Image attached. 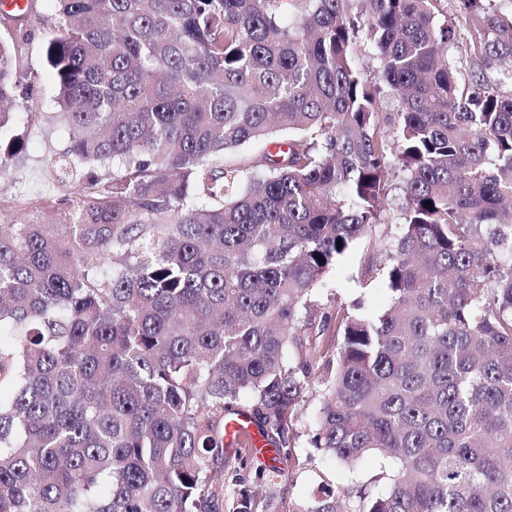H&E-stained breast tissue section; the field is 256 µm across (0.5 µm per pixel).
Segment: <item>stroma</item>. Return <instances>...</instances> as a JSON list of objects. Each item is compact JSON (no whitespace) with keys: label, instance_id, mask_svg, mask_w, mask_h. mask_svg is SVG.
<instances>
[{"label":"stroma","instance_id":"35a3bbf8","mask_svg":"<svg viewBox=\"0 0 512 512\" xmlns=\"http://www.w3.org/2000/svg\"><path fill=\"white\" fill-rule=\"evenodd\" d=\"M32 7L22 19L0 14V36L23 44V86L13 102V110L21 118L25 146L9 165L0 170V224L23 220L30 224L50 223L52 209L68 210L75 206L76 195L59 191L46 169L49 156L62 154L68 134L62 124L47 120L53 112L56 88L46 63V46L52 34L56 6L54 0H31ZM364 263L362 247H355L337 264L330 277L335 300L344 302L362 298L365 312L378 314L385 310L389 293L382 279L358 287L354 278ZM318 410L317 399H310L296 422L300 437L294 448L280 455L277 465L282 478L275 488L282 512L318 494L323 484L341 487L353 482L366 483L379 469L380 460H367L355 471L339 467L318 449L309 448L310 423Z\"/></svg>","mask_w":512,"mask_h":512}]
</instances>
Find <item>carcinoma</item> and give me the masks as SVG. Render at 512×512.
I'll return each mask as SVG.
<instances>
[{"instance_id": "obj_1", "label": "carcinoma", "mask_w": 512, "mask_h": 512, "mask_svg": "<svg viewBox=\"0 0 512 512\" xmlns=\"http://www.w3.org/2000/svg\"><path fill=\"white\" fill-rule=\"evenodd\" d=\"M55 2L78 202L0 224V512H219L226 418L279 453L312 389L310 446L391 469L295 512H512V16L458 0L461 44L440 0ZM21 66L0 39L11 150ZM358 242L389 305L315 321Z\"/></svg>"}]
</instances>
